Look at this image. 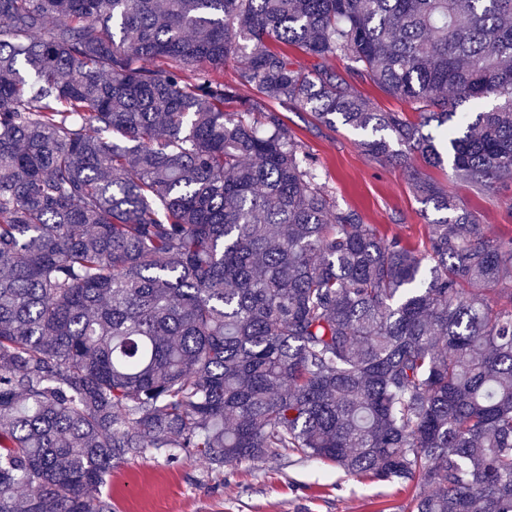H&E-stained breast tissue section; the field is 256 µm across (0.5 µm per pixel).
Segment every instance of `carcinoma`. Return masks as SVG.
I'll return each instance as SVG.
<instances>
[{"instance_id":"carcinoma-1","label":"carcinoma","mask_w":512,"mask_h":512,"mask_svg":"<svg viewBox=\"0 0 512 512\" xmlns=\"http://www.w3.org/2000/svg\"><path fill=\"white\" fill-rule=\"evenodd\" d=\"M273 103L492 191L512 0H0V512H112V462L162 448L512 512V237L417 172L446 217L387 237ZM355 84L363 94L371 98L379 110L384 112H404L414 119L415 111L411 109V105L407 101L388 95L370 82H358Z\"/></svg>"}]
</instances>
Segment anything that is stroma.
Masks as SVG:
<instances>
[{"mask_svg": "<svg viewBox=\"0 0 512 512\" xmlns=\"http://www.w3.org/2000/svg\"><path fill=\"white\" fill-rule=\"evenodd\" d=\"M281 116L291 136L328 171V188L341 206L358 210L388 236L413 245L425 241L428 224L440 214L418 200L407 169L368 157L363 132L325 126L301 108L282 109ZM415 166L491 235L512 233V180L489 193L456 179L450 168L420 160ZM105 491L113 512H412L416 488L347 475L293 452L214 472L185 452L172 459L167 450L151 449L114 461Z\"/></svg>", "mask_w": 512, "mask_h": 512, "instance_id": "obj_1", "label": "stroma"}]
</instances>
